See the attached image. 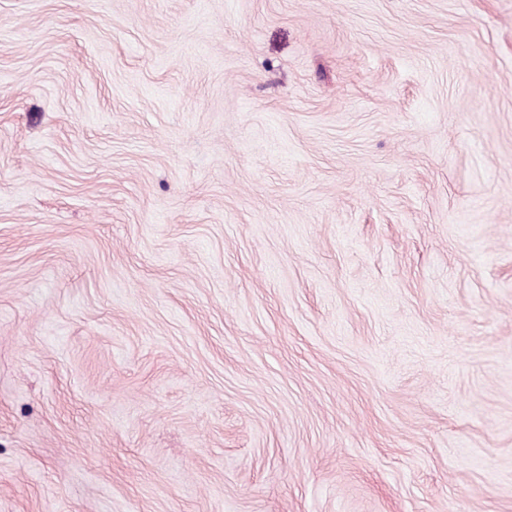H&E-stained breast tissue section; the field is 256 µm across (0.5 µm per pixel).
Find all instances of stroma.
I'll return each mask as SVG.
<instances>
[{
    "label": "stroma",
    "mask_w": 512,
    "mask_h": 512,
    "mask_svg": "<svg viewBox=\"0 0 512 512\" xmlns=\"http://www.w3.org/2000/svg\"><path fill=\"white\" fill-rule=\"evenodd\" d=\"M0 512H512V0H0Z\"/></svg>",
    "instance_id": "1"
}]
</instances>
